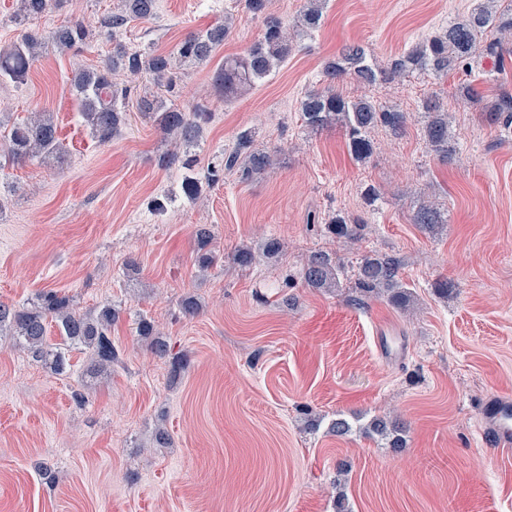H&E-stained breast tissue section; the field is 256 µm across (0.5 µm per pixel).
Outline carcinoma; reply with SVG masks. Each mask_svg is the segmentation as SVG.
Returning <instances> with one entry per match:
<instances>
[{
	"label": "carcinoma",
	"instance_id": "cac0c4a2",
	"mask_svg": "<svg viewBox=\"0 0 512 512\" xmlns=\"http://www.w3.org/2000/svg\"><path fill=\"white\" fill-rule=\"evenodd\" d=\"M326 0H306L293 28L297 33H311L320 27ZM63 0H20L11 22L25 26L43 13L61 7ZM156 0H120L117 11L105 24L112 29V54L95 68L81 69L75 73L71 86L79 112L93 136L105 144L120 131L125 123V101L128 87L115 81V76L126 71L133 75L145 72L155 86L164 93L148 92L136 100L138 111L152 119L161 133L177 140L181 146L190 147L202 136L210 113L203 108L186 111L166 98L173 93L176 76L174 58L185 65L210 61L229 33V18L224 23L204 31L190 32L178 43L176 52H130L120 39L121 31L134 20H149L155 14ZM244 8L253 17L260 18L264 33L242 57H227L212 75L216 90L229 101L238 93L263 80L274 69L288 60L293 51V38L280 19L269 12V0H244ZM90 31L77 18L57 27L47 41L61 50H69L87 43ZM44 42L27 33L10 46L0 49V80L17 82L26 76L37 58ZM512 52V0H477V4L461 19L448 23L437 35L416 43L407 52L394 59L389 67L380 68L369 61L360 45H349L336 57L327 60L322 68L324 87L305 92L300 101V118L307 129L319 132L332 126L345 131L351 153L363 162L370 157L372 144L368 133L382 127L393 134L401 133L410 118L409 113L377 104L373 97L363 95L349 98L336 91V84L349 78L370 87L392 81L413 71L430 70L443 75L451 68L469 69L484 58L503 59ZM501 88L497 98L485 103L477 90L470 85L459 88V96L481 112L489 113L492 121L512 126V90L509 89L506 71L498 72ZM423 134L427 144L439 157L448 159V109L437 98H427L422 104ZM0 139L7 146L14 161L32 158H50L60 153L57 126L51 114L42 111L30 119L12 124L0 118ZM254 132L244 129L236 136L231 150L224 152V159L203 174L196 172V159L189 154L176 152L159 155L157 165L167 169L179 163L185 170L182 188L195 199L202 193L203 185L220 181L224 171L240 170L250 176L272 164L273 154L254 146ZM412 223L432 230L443 223L440 212L430 204H420L412 216ZM328 230L334 238L354 243L361 237L364 221L338 214L329 218ZM195 263L201 269L211 267L217 257L209 250L211 232L205 228L197 231ZM400 261L390 255L371 252L361 258L357 288L364 294L385 296L400 307L410 304L411 292L400 275ZM304 280L310 288L340 287V269L331 255L315 251L308 256L304 267ZM120 317L110 303L101 305L93 313L76 311L68 297L54 291L39 295L38 302L29 308L0 303V335L13 336L20 346L43 362L50 370L60 374L68 367L66 349L82 346L90 352L88 373L92 376L104 372L119 361V350L112 342V325ZM58 328L61 342L50 344L47 340L49 322ZM141 336L151 337V351L159 356L168 355L167 345L160 339L154 322L142 317L137 323ZM359 430L368 436L386 441L389 447H401L404 426L385 416L370 419Z\"/></svg>",
	"mask_w": 512,
	"mask_h": 512
}]
</instances>
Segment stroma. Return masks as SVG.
Listing matches in <instances>:
<instances>
[{
  "instance_id": "obj_1",
  "label": "stroma",
  "mask_w": 512,
  "mask_h": 512,
  "mask_svg": "<svg viewBox=\"0 0 512 512\" xmlns=\"http://www.w3.org/2000/svg\"><path fill=\"white\" fill-rule=\"evenodd\" d=\"M117 5L66 0L34 19L30 31L47 38L80 17L91 41L47 44L25 81L0 82V113L17 122L51 112L61 144L60 160L23 163L0 144V302L29 306L53 290L82 313L106 302L120 312V360L95 379L86 351L70 350L57 375L0 336V512H336L340 496L349 512H512V460L496 457L480 429L485 398L512 394V127L458 96L470 84L492 99L495 63L374 87L380 105L411 119L399 137L372 130L364 163L342 129L310 132L299 117L343 46L388 66L466 16L472 0H327L320 28L230 101L211 73L244 54L262 21L238 0H157L152 20L124 31L130 50L168 51L188 32L231 21L212 62L177 72L174 104L212 114L192 148L199 171L244 129L258 149L278 151L266 171L225 173L197 200L183 193L180 167H158L174 146L152 122L132 113L103 144L77 108L72 78L111 53L103 20ZM430 95L448 105L446 161L422 136ZM427 201L444 218L433 232L411 221ZM335 214L365 220L360 243L325 232ZM202 226L219 257L204 272L194 261ZM269 238L283 243L279 256L233 264L237 248ZM319 249L340 266V287L305 284V261ZM371 250L400 260L410 309L356 289ZM188 297L199 305L192 317L181 308ZM143 316L171 356L187 358L180 377L137 335ZM385 339L402 353L383 355ZM339 414L398 419L404 444L334 436L328 424ZM160 428L170 437L162 447ZM43 465L54 483L41 480Z\"/></svg>"
}]
</instances>
